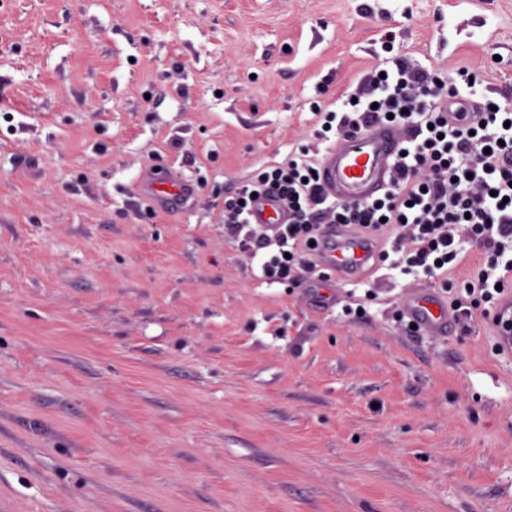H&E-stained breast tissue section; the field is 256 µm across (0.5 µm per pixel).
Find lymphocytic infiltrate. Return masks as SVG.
<instances>
[{
    "instance_id": "1",
    "label": "lymphocytic infiltrate",
    "mask_w": 512,
    "mask_h": 512,
    "mask_svg": "<svg viewBox=\"0 0 512 512\" xmlns=\"http://www.w3.org/2000/svg\"><path fill=\"white\" fill-rule=\"evenodd\" d=\"M375 101H344L323 113V132L343 131L371 121L412 124L416 137L395 161L396 177L380 198L364 204L333 203L323 198L314 168L303 160L287 162L243 181L224 203L229 227L246 223L253 196L273 188L292 215L275 248L256 238L264 251L267 278L289 282L311 269L309 252L320 228L342 224L364 237L404 224L417 227L410 248L393 241L405 272L447 281L450 265L461 255L452 228L468 224L470 243L482 261L470 292L492 301L497 284L512 280V105L483 101L480 122L467 113H450L456 84L412 71L403 63L375 78Z\"/></svg>"
}]
</instances>
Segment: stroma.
Listing matches in <instances>:
<instances>
[{"instance_id": "stroma-1", "label": "stroma", "mask_w": 512, "mask_h": 512, "mask_svg": "<svg viewBox=\"0 0 512 512\" xmlns=\"http://www.w3.org/2000/svg\"><path fill=\"white\" fill-rule=\"evenodd\" d=\"M512 102V0H0V496L15 512H512L488 303L376 262L264 278L224 200L394 58ZM198 186L133 209L144 164ZM402 307L413 323L428 332L435 333V336H444L451 327L448 310L434 295L409 294L403 301Z\"/></svg>"}]
</instances>
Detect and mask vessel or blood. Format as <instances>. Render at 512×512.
I'll return each instance as SVG.
<instances>
[{
	"mask_svg": "<svg viewBox=\"0 0 512 512\" xmlns=\"http://www.w3.org/2000/svg\"><path fill=\"white\" fill-rule=\"evenodd\" d=\"M401 141L395 126L374 122L342 133L323 155L319 165L320 188L333 202L365 203L380 195L393 179L394 162ZM197 194L195 184L171 164H153L142 169L134 196L137 203L166 214L190 210ZM248 221L252 224H285L288 209L275 193L258 197ZM373 256L372 249L341 235L337 225H323L311 262L314 268L329 270L343 279L362 272ZM404 313L417 326L444 335L451 326L444 303L433 295L410 294ZM490 327L500 353L512 356V292L503 293L490 318Z\"/></svg>",
	"mask_w": 512,
	"mask_h": 512,
	"instance_id": "b4317fda",
	"label": "vessel or blood"
}]
</instances>
